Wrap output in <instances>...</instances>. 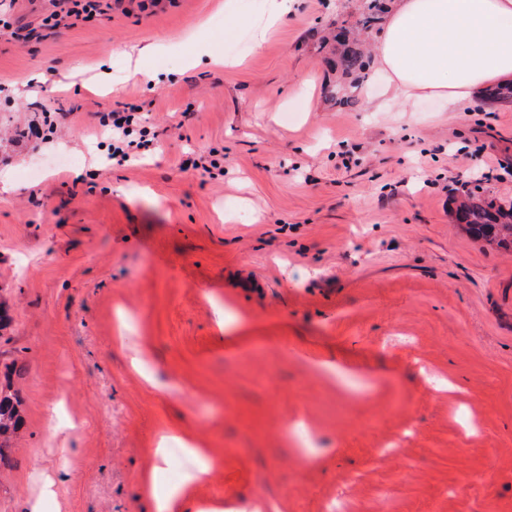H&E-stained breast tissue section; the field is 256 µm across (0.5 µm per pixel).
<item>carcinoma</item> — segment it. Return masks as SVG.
Masks as SVG:
<instances>
[{"instance_id":"carcinoma-1","label":"carcinoma","mask_w":512,"mask_h":512,"mask_svg":"<svg viewBox=\"0 0 512 512\" xmlns=\"http://www.w3.org/2000/svg\"><path fill=\"white\" fill-rule=\"evenodd\" d=\"M389 0H360L355 24L343 20L336 24V34L320 49L327 54L336 82L327 86V93L339 105L354 101V92L361 87L371 64L366 39L380 27ZM482 100L490 103H512V82L484 89ZM452 217L465 225L477 240L512 252V207L505 208L494 200L465 191L453 199ZM22 417L17 404L8 394H0V448H6L19 430Z\"/></svg>"}]
</instances>
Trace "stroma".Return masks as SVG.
Returning a JSON list of instances; mask_svg holds the SVG:
<instances>
[{"label": "stroma", "mask_w": 512, "mask_h": 512, "mask_svg": "<svg viewBox=\"0 0 512 512\" xmlns=\"http://www.w3.org/2000/svg\"><path fill=\"white\" fill-rule=\"evenodd\" d=\"M344 0H103L0 31V371L25 424L0 512H152L141 475L195 436L232 512H512V253L453 224L512 204V106H337L313 44ZM146 45L158 51L141 60ZM162 78L151 85L135 69ZM157 132L113 166L94 115ZM49 140L12 142L42 111ZM218 152L224 175L180 171ZM69 7L67 16H75L83 21H90L101 15L103 9L100 0H63Z\"/></svg>", "instance_id": "stroma-1"}]
</instances>
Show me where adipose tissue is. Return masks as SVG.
Masks as SVG:
<instances>
[{
	"mask_svg": "<svg viewBox=\"0 0 512 512\" xmlns=\"http://www.w3.org/2000/svg\"><path fill=\"white\" fill-rule=\"evenodd\" d=\"M373 62L388 95L440 100L461 112L477 88L512 80V0H393L373 37ZM141 477L153 512H186L195 484L209 475L201 464L174 488L162 485L169 450Z\"/></svg>",
	"mask_w": 512,
	"mask_h": 512,
	"instance_id": "adipose-tissue-1",
	"label": "adipose tissue"
}]
</instances>
